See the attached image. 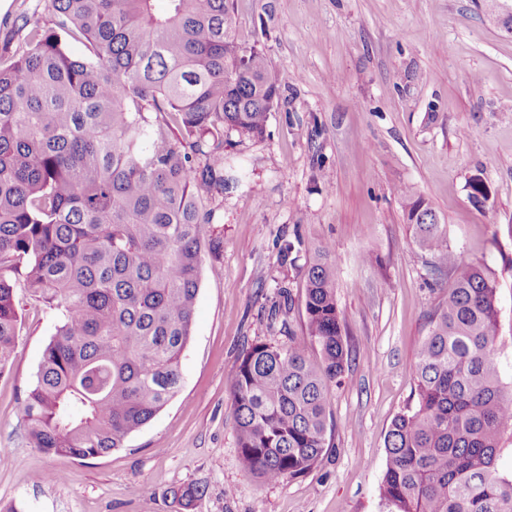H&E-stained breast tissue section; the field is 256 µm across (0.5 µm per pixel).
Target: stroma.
I'll list each match as a JSON object with an SVG mask.
<instances>
[{
    "label": "stroma",
    "instance_id": "stroma-1",
    "mask_svg": "<svg viewBox=\"0 0 512 512\" xmlns=\"http://www.w3.org/2000/svg\"><path fill=\"white\" fill-rule=\"evenodd\" d=\"M22 14L52 18L47 0H0V46L22 40ZM237 28L266 53L281 100L263 139L224 151L238 188L206 202L224 240L221 274L201 276L181 386L109 454L33 448L21 399L57 318L16 288L22 326L0 375V512H380L385 437L416 404V354L448 289L414 242L407 192L495 283L512 383V32L489 0H238ZM475 177L485 202L471 198ZM327 242L348 365L330 390L322 460L264 483L237 448V358L258 341L306 337L305 271ZM283 287L292 306L281 321L271 313ZM188 485L199 496L186 511L171 492Z\"/></svg>",
    "mask_w": 512,
    "mask_h": 512
}]
</instances>
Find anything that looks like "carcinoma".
Wrapping results in <instances>:
<instances>
[{"mask_svg": "<svg viewBox=\"0 0 512 512\" xmlns=\"http://www.w3.org/2000/svg\"><path fill=\"white\" fill-rule=\"evenodd\" d=\"M168 2L157 14L153 0H50L54 27L23 16V43L0 52V373L21 285L58 314L22 400L47 454L104 456L176 394L204 256L223 247L202 197L238 181L224 133L261 139L279 106L267 56L238 38L236 0ZM405 199L448 293L417 352V405L385 437L382 512H512V476L495 467L512 430L496 286L448 248L423 197ZM335 278L325 244L307 268L308 340L256 342L238 358L237 447L265 483L323 455L327 395L349 357Z\"/></svg>", "mask_w": 512, "mask_h": 512, "instance_id": "obj_1", "label": "carcinoma"}]
</instances>
